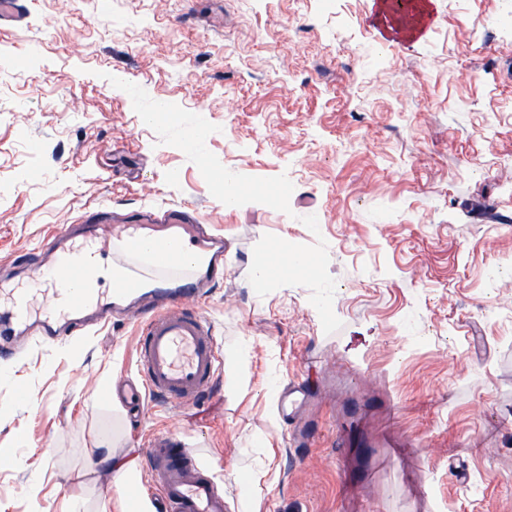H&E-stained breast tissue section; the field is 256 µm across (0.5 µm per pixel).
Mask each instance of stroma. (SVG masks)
I'll list each match as a JSON object with an SVG mask.
<instances>
[{
    "instance_id": "1",
    "label": "stroma",
    "mask_w": 512,
    "mask_h": 512,
    "mask_svg": "<svg viewBox=\"0 0 512 512\" xmlns=\"http://www.w3.org/2000/svg\"><path fill=\"white\" fill-rule=\"evenodd\" d=\"M26 3L0 28V277L40 287L21 257L86 210L197 208L224 235L202 311L225 368L208 399L134 406L101 390L136 374L133 322L19 339L0 512H163L162 434L229 512L253 489L262 512H512V0H432L393 43L376 0ZM283 241L309 266L255 287ZM111 455L138 461L131 487Z\"/></svg>"
}]
</instances>
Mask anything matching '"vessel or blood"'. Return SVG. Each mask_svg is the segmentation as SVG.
Here are the masks:
<instances>
[{"label": "vessel or blood", "mask_w": 512, "mask_h": 512, "mask_svg": "<svg viewBox=\"0 0 512 512\" xmlns=\"http://www.w3.org/2000/svg\"><path fill=\"white\" fill-rule=\"evenodd\" d=\"M97 231L114 237L111 255L77 242L67 230L46 240L47 251L62 257L57 276L74 286L53 289L52 303L39 307L29 289L10 290L0 308V355L11 354L21 335L53 344L111 326L115 316L126 313V301L135 298L137 381L129 385L127 399L139 403L155 397L185 406L211 395L223 350L201 304L224 281L223 238L209 234L200 213L185 206L160 216L145 214L143 222L115 231L102 219ZM186 242L193 245L195 259L182 254ZM107 257L126 273L101 284L98 273ZM149 448L152 487L164 512H228L223 489L197 466L184 440L169 434L151 440Z\"/></svg>", "instance_id": "obj_1"}]
</instances>
